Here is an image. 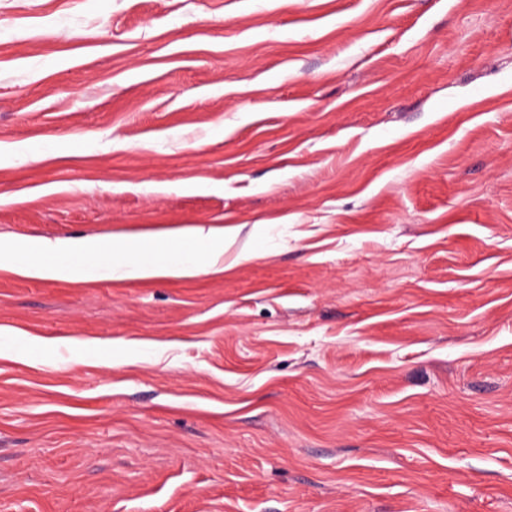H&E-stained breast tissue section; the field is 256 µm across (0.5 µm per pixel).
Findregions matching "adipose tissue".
<instances>
[{
  "instance_id": "ef3b65f1",
  "label": "adipose tissue",
  "mask_w": 512,
  "mask_h": 512,
  "mask_svg": "<svg viewBox=\"0 0 512 512\" xmlns=\"http://www.w3.org/2000/svg\"><path fill=\"white\" fill-rule=\"evenodd\" d=\"M236 233L233 227L195 225L188 231L194 243L190 250L171 239L85 237L0 241V269L47 281L220 274L224 271V239Z\"/></svg>"
}]
</instances>
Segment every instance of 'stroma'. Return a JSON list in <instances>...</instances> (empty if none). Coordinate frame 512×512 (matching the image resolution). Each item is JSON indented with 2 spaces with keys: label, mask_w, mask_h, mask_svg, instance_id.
<instances>
[{
  "label": "stroma",
  "mask_w": 512,
  "mask_h": 512,
  "mask_svg": "<svg viewBox=\"0 0 512 512\" xmlns=\"http://www.w3.org/2000/svg\"><path fill=\"white\" fill-rule=\"evenodd\" d=\"M198 224L0 270V512H512V0H0V240ZM239 231V227L195 225L188 230L195 243L192 250L171 239L0 240V269L47 281L220 274L224 272V238Z\"/></svg>",
  "instance_id": "obj_1"
}]
</instances>
